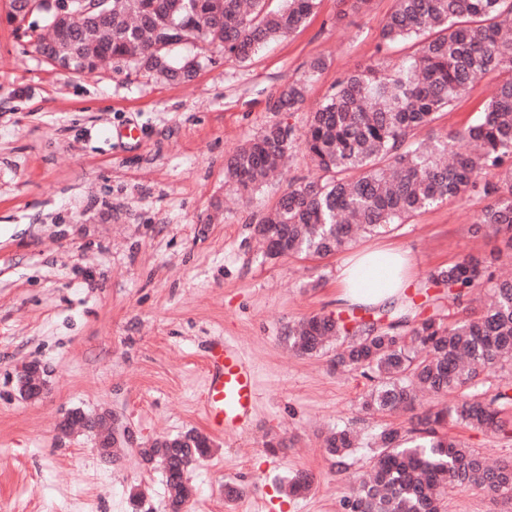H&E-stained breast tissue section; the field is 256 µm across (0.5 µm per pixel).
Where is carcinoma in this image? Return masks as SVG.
Returning a JSON list of instances; mask_svg holds the SVG:
<instances>
[{"label": "carcinoma", "mask_w": 512, "mask_h": 512, "mask_svg": "<svg viewBox=\"0 0 512 512\" xmlns=\"http://www.w3.org/2000/svg\"><path fill=\"white\" fill-rule=\"evenodd\" d=\"M34 0H9L7 18L19 28ZM33 15L42 33L28 36L37 51L50 44L52 65L91 74L109 61L120 71L143 70L168 82L191 80L203 54L219 48L244 62L269 42L304 24L317 0H105L101 12L84 10L83 0H54ZM512 0H395L382 39L407 42L415 51L386 71L368 66L338 81L312 113L301 134L273 124L231 155L226 176L243 195L251 194L301 147L317 174L290 186L254 227L264 256H329L362 233L403 224L449 197L479 190L489 199L478 225L503 235L512 258ZM191 44L197 52L176 56ZM504 74L482 118L454 135L417 142V132L477 79ZM306 87L284 84L272 102L275 112H295ZM495 182L483 180L487 168ZM486 259L469 255L428 274L448 289L461 310L434 312L414 322L394 303L368 309V316L314 314L288 326L284 339L298 355L321 354L336 345L334 362L373 382L360 408L366 414L410 410L420 391L457 393L452 405L411 417L408 428L387 425L372 437L371 470L352 489L349 512H442L448 484L476 487L512 504V458L489 465L461 442L439 433L446 422L512 437L503 408L512 404V384L492 396L477 390L486 371L512 372V280L497 279ZM492 293L489 306H463L476 288ZM356 437L346 429L325 436L333 459L345 458ZM208 436L189 430L159 438L139 449L159 467L168 488V512H186L183 495L189 471L211 456ZM313 476L297 471L288 491L309 490Z\"/></svg>", "instance_id": "obj_1"}]
</instances>
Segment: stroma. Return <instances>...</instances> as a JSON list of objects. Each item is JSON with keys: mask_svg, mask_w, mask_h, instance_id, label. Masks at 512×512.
Masks as SVG:
<instances>
[{"mask_svg": "<svg viewBox=\"0 0 512 512\" xmlns=\"http://www.w3.org/2000/svg\"><path fill=\"white\" fill-rule=\"evenodd\" d=\"M393 8L394 0L358 11L318 0L304 26L244 63L214 52L186 84L107 64L91 75L63 72L0 23V512H167L163 474L137 451L207 431L205 355L224 341L253 365L258 398L245 430L213 434L212 455L190 474L189 512H347L353 477L373 463L367 438L410 415L361 413L369 380L336 371L328 353L296 356L283 340L289 323L342 310L336 276L346 252L268 259L253 234L254 216L312 174L305 151L244 198L224 163L270 125L303 130L349 72L407 59V44L382 43ZM317 57L326 66L312 78ZM498 80L478 79L438 113L434 130L474 123ZM294 81L307 85L301 108L271 111L272 96ZM128 126L138 139L124 136ZM487 203L477 193L449 198L357 246L408 251L413 316L444 313L452 303L427 275L501 247L475 229ZM33 359L49 373L47 394L31 402L17 375ZM74 408L110 410L131 430L120 461L102 459L90 433L59 435ZM338 427L359 440L340 465L322 448ZM446 432L484 457H512V438L452 423ZM271 441L281 449L270 452ZM301 469L313 486L289 496L286 481ZM228 483L242 488L238 500L226 499ZM504 510L467 485L449 487L445 499V512Z\"/></svg>", "mask_w": 512, "mask_h": 512, "instance_id": "obj_1", "label": "stroma"}]
</instances>
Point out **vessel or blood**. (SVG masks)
<instances>
[{
    "label": "vessel or blood",
    "instance_id": "vessel-or-blood-1",
    "mask_svg": "<svg viewBox=\"0 0 512 512\" xmlns=\"http://www.w3.org/2000/svg\"><path fill=\"white\" fill-rule=\"evenodd\" d=\"M206 419L215 431L238 430L251 421L255 407L256 378L252 366L231 344L211 349Z\"/></svg>",
    "mask_w": 512,
    "mask_h": 512
}]
</instances>
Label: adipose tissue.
Wrapping results in <instances>:
<instances>
[{"label":"adipose tissue","mask_w":512,"mask_h":512,"mask_svg":"<svg viewBox=\"0 0 512 512\" xmlns=\"http://www.w3.org/2000/svg\"><path fill=\"white\" fill-rule=\"evenodd\" d=\"M409 267V259L401 250H364L341 267L337 276L340 299L351 306H381L400 299Z\"/></svg>","instance_id":"obj_1"}]
</instances>
